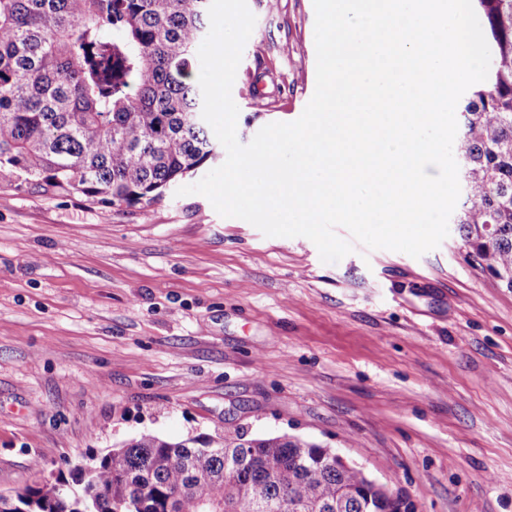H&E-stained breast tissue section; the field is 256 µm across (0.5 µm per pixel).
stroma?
Segmentation results:
<instances>
[{"mask_svg":"<svg viewBox=\"0 0 512 512\" xmlns=\"http://www.w3.org/2000/svg\"><path fill=\"white\" fill-rule=\"evenodd\" d=\"M247 5L244 145L316 85L313 0ZM469 252L453 229L325 263L199 194L92 203L1 170L0 493L237 428L338 451L405 512H512V290Z\"/></svg>","mask_w":512,"mask_h":512,"instance_id":"stroma-1","label":"stroma"}]
</instances>
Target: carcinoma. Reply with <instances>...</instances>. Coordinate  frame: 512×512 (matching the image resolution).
<instances>
[{
    "mask_svg": "<svg viewBox=\"0 0 512 512\" xmlns=\"http://www.w3.org/2000/svg\"><path fill=\"white\" fill-rule=\"evenodd\" d=\"M491 64L460 112L470 257L512 289V0H472ZM209 0H0V169L136 205L217 158L194 80ZM299 437L143 433L89 468L0 493V512H399Z\"/></svg>",
    "mask_w": 512,
    "mask_h": 512,
    "instance_id": "cac0c4a2",
    "label": "carcinoma"
}]
</instances>
